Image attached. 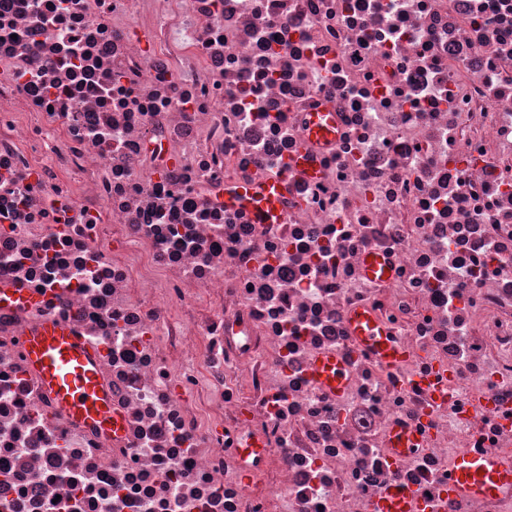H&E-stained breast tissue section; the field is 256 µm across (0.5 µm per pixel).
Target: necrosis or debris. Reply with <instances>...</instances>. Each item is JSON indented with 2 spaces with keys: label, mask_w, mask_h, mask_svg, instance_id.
<instances>
[{
  "label": "necrosis or debris",
  "mask_w": 512,
  "mask_h": 512,
  "mask_svg": "<svg viewBox=\"0 0 512 512\" xmlns=\"http://www.w3.org/2000/svg\"><path fill=\"white\" fill-rule=\"evenodd\" d=\"M268 179L280 223L225 206ZM2 283L31 298L0 305V512H371L396 483L512 512L449 481L512 462V0H0ZM49 318L121 433L54 410L21 348ZM329 112H315L309 122V134L318 141H328L335 137V123ZM348 322L357 342L375 352L383 362L396 365L407 357V352L394 345L386 330L363 310L351 312ZM312 378L331 391H339L344 384L342 365L337 357L319 359L312 370Z\"/></svg>",
  "instance_id": "4bbe7bcc"
}]
</instances>
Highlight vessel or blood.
Wrapping results in <instances>:
<instances>
[{"mask_svg":"<svg viewBox=\"0 0 512 512\" xmlns=\"http://www.w3.org/2000/svg\"><path fill=\"white\" fill-rule=\"evenodd\" d=\"M309 134L321 142L331 140L335 136V123L327 113H313ZM282 193L279 182H257L228 192L224 202L251 212L257 223L273 224L280 219ZM348 322L357 342L375 352L383 362L396 365L406 358V351L394 345L386 330L368 313L351 312ZM22 349L26 361L64 416L106 433L122 430L124 421L113 412L100 382L93 345L68 326L49 321L24 336ZM312 378L328 390H341L344 374L338 358L319 359ZM450 481L453 491L460 494L498 496L512 491V465L490 453L464 451L454 461ZM411 498L410 491L393 486L375 502L372 512H411Z\"/></svg>","mask_w":512,"mask_h":512,"instance_id":"1","label":"vessel or blood"}]
</instances>
